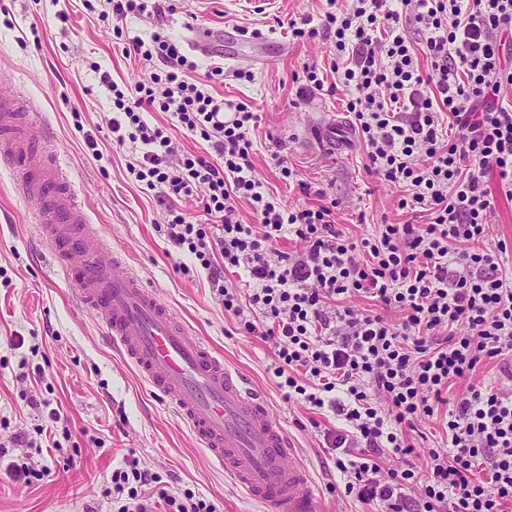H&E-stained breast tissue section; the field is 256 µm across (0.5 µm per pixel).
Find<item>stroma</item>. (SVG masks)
<instances>
[{"label": "stroma", "mask_w": 512, "mask_h": 512, "mask_svg": "<svg viewBox=\"0 0 512 512\" xmlns=\"http://www.w3.org/2000/svg\"><path fill=\"white\" fill-rule=\"evenodd\" d=\"M102 0H0V84L24 111L49 128L63 171L79 192L88 219L122 250L141 280L188 326L237 369L268 402L292 438L314 484L318 512H372L345 495V477L319 446L323 429L338 424L330 411L286 397L274 375L270 343L246 333L225 312L202 269L183 270L160 226L169 200L130 175L135 153L112 140L111 92L93 65L124 86L149 81L150 67L126 58V41L162 33L188 43L197 27L246 30L226 45L223 82L215 98L248 105L253 174L270 196L293 207L337 201L333 219L347 238L373 237L379 225L419 223L401 210V185L366 168L346 111L355 90L336 80L333 35L293 38L287 24L303 17L321 23L334 0H176L162 16L103 17ZM68 12V25L56 15ZM251 71V80L236 71ZM324 82L308 93L309 74ZM96 148H88L87 138ZM286 161L312 186L301 193L280 174ZM74 286L54 267L33 205L0 159V512H117L113 470L136 462L157 476L144 487L155 512H174L185 493L214 512H269L216 469L173 407L152 392L134 365L103 336L96 318L78 307ZM39 440L34 460L49 477L25 483L9 475L25 456L15 436Z\"/></svg>", "instance_id": "1"}]
</instances>
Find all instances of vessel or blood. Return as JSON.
<instances>
[{"instance_id": "b4317fda", "label": "vessel or blood", "mask_w": 512, "mask_h": 512, "mask_svg": "<svg viewBox=\"0 0 512 512\" xmlns=\"http://www.w3.org/2000/svg\"><path fill=\"white\" fill-rule=\"evenodd\" d=\"M232 30L196 29L189 45L215 50L236 41ZM17 98L0 89V129L11 138L7 157L22 194L80 304L94 313L112 344L140 376L177 409L210 459L270 512H314L312 481L294 443L222 357L191 336L184 323L133 275L124 259L88 222L61 167L48 153L49 136L18 114Z\"/></svg>"}]
</instances>
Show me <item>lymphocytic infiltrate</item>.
I'll use <instances>...</instances> for the list:
<instances>
[{"instance_id":"f902f5d3","label":"lymphocytic infiltrate","mask_w":512,"mask_h":512,"mask_svg":"<svg viewBox=\"0 0 512 512\" xmlns=\"http://www.w3.org/2000/svg\"><path fill=\"white\" fill-rule=\"evenodd\" d=\"M288 28L296 38L332 31L345 61L337 79L357 92L347 110L367 169L407 187L399 209L426 214V223L383 224L353 241L337 230L330 207L271 200L249 155L255 113L239 105L225 118L207 89L223 80V67L190 81L197 63L158 33L124 48L160 63L151 83L122 90L109 73L99 76L114 95L113 139L138 146L130 174L169 199L170 245L206 270L225 312L273 344L279 388L344 420V428L324 430L321 446L336 453L346 494L381 512H503L512 504V393L474 375L512 356L507 245L485 244L489 180L512 200V106L503 104L512 88V0H348L322 27L304 17ZM156 111L208 142L218 162L187 153L171 166L168 130L145 119ZM193 197L210 223H193L179 208ZM243 199L256 225L239 220ZM289 236L298 250L279 249ZM228 268L246 273V287L225 280ZM359 293L381 312L348 305ZM390 310L399 322L387 319ZM461 379L469 385L448 412V452L428 449L423 471L384 470L386 456L415 455L407 431L433 417Z\"/></svg>"}]
</instances>
